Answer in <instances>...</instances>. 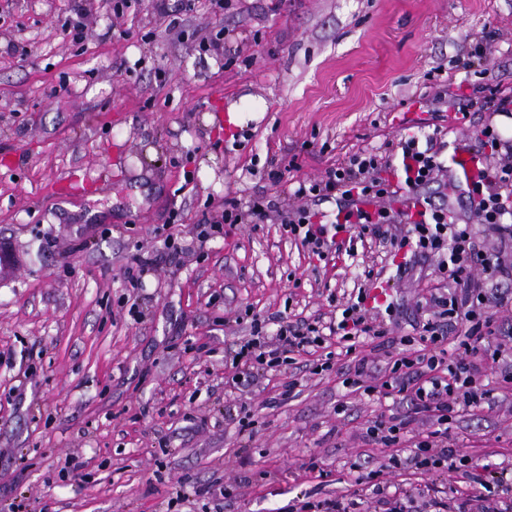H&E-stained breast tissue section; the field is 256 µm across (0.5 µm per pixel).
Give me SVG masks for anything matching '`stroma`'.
Listing matches in <instances>:
<instances>
[{
	"instance_id": "obj_1",
	"label": "stroma",
	"mask_w": 512,
	"mask_h": 512,
	"mask_svg": "<svg viewBox=\"0 0 512 512\" xmlns=\"http://www.w3.org/2000/svg\"><path fill=\"white\" fill-rule=\"evenodd\" d=\"M75 2L0 0V244L16 258L0 277V512H168L179 497L186 512H280L306 494L348 495L351 463L371 470L387 454L365 441L366 422L406 403L315 372L331 339L259 375L242 436L224 317L248 306L325 322L328 295L368 270L411 309L431 266L397 278L375 243L323 261L275 216L209 240L195 226L351 153L395 156L414 133L436 135L451 164L472 130L434 117L446 89L512 138L487 110L495 89L512 90V0H225L218 13L166 0L165 17L141 0L121 18L85 0L86 38L73 43L58 17ZM172 15L181 37L165 31ZM231 110L241 124L227 126ZM138 258L132 288L124 271ZM291 380L294 397L277 401ZM485 381L495 408L450 429L468 473L395 469L391 490L425 502L442 489L453 505L471 476L512 469V385L494 368ZM312 455L327 477L302 469ZM216 481L225 496L207 494Z\"/></svg>"
}]
</instances>
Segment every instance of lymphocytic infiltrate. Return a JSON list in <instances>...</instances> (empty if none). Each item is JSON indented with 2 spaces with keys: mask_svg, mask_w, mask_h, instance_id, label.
I'll return each mask as SVG.
<instances>
[{
  "mask_svg": "<svg viewBox=\"0 0 512 512\" xmlns=\"http://www.w3.org/2000/svg\"><path fill=\"white\" fill-rule=\"evenodd\" d=\"M477 138L482 164L463 192L470 205L465 220L453 205H438L422 195V188L441 182L446 167L433 143L410 136L400 142L399 164L356 152L327 168L320 179L299 181L297 206L258 198L243 211L231 199L219 220L201 224L206 237L223 233L228 224L263 223L276 212L284 231L321 260L339 249L342 232L385 244L401 271L417 257L435 260L433 272L447 287L431 294L428 317L419 322L417 335H395L381 311L367 307L369 289L360 286L354 298L335 301L336 314L323 327L303 317L277 315L267 322L253 316L250 338L231 356L233 373L226 383L246 387L261 371L288 362L290 355L321 347L325 335L345 342L349 354L356 339L374 340L372 352L348 368L345 385L369 396H398L410 405L409 414L380 415L366 427L368 442L390 451L378 469L356 477L357 484L372 487L378 495L384 472L405 464L427 473L457 471L461 455L449 426L461 414L491 405V392L480 379L488 364L512 354V320L504 316L512 309V145L501 144L488 123ZM331 198L336 214L329 220L318 204ZM269 323L278 327L271 343L264 336ZM381 355L389 360V372L378 376L373 367ZM418 414L433 429L409 435ZM473 482L471 498L481 503V512H512V477L491 484L477 476Z\"/></svg>",
  "mask_w": 512,
  "mask_h": 512,
  "instance_id": "obj_1",
  "label": "lymphocytic infiltrate"
}]
</instances>
